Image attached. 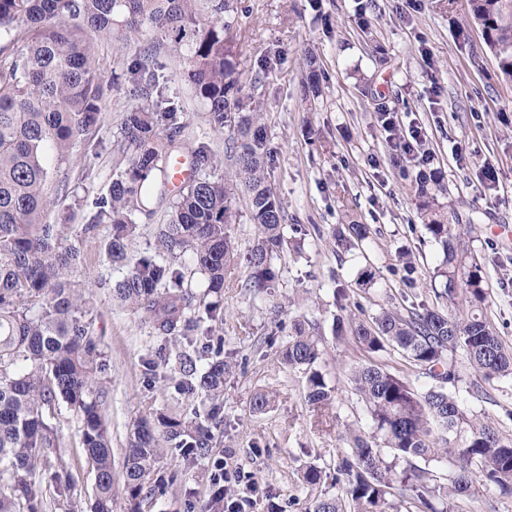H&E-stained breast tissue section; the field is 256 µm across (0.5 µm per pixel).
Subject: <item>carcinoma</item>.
<instances>
[{
    "label": "carcinoma",
    "instance_id": "carcinoma-1",
    "mask_svg": "<svg viewBox=\"0 0 512 512\" xmlns=\"http://www.w3.org/2000/svg\"><path fill=\"white\" fill-rule=\"evenodd\" d=\"M456 36L467 39L470 19L482 30L484 49L497 61L498 78L512 85V0H447ZM233 0H0V512H39L32 478L48 475L58 495L75 478L59 461L56 427L49 422L64 402L82 421V443L94 474L93 512H112L114 470L110 434L101 411L104 383L97 378V344L85 321L87 289L77 273L83 256L80 238L100 223L112 227L109 261L126 268L113 299L149 317L162 341H197L211 353L201 373L175 382L193 404L189 413L160 414L140 422L130 435L121 479L132 512H143L155 494L174 484L175 475L151 479L168 455L186 465L209 455L213 430L224 423V386L233 357L224 339L201 323L219 318L220 303L207 297L224 291L227 271L239 261L252 270L245 287L264 293L275 287L272 260L288 244L284 200L273 191L262 112L242 96L236 52L227 37ZM123 48L140 36L150 45L128 70V93L145 101L124 113L113 133L124 165L116 168L106 196L92 201L91 223L68 244L65 224L50 214L69 194L61 180L57 195L46 191L52 172L47 154L60 161L97 131L105 106V78L90 34ZM170 45L182 54L183 77L207 108L211 130L234 133L229 150L233 178L245 189L257 239L240 254L230 235L237 210L226 179L213 172L223 158L207 140L190 146L191 176L170 188L169 166L181 156L188 114L168 95L169 75L160 61ZM436 177L419 175L417 210L440 246L437 299L461 302L467 311L449 314L425 304L406 311L384 309L371 320L338 319V334L350 336L364 359L348 381L372 423L369 436L350 433L336 475L317 465L304 483L319 494L304 512H387L397 499L404 512H452V502L469 496L484 481L512 495V437L494 423L474 417L452 388L459 381L454 354L462 350L477 381L512 376V346L485 316L483 265L461 238L458 226L442 215ZM165 207L154 251L132 255L135 215L148 217ZM367 224L334 233L350 250L369 237ZM190 257L191 266L180 262ZM200 276L203 293L189 281ZM309 321L296 320L280 350L282 364L307 370V401L321 411L332 405L336 387L316 369L322 355ZM398 351L417 372L433 380L421 391L408 373L378 360ZM403 464L396 472L385 457ZM452 461L454 472L441 482L430 463ZM336 492L321 491L326 484Z\"/></svg>",
    "mask_w": 512,
    "mask_h": 512
}]
</instances>
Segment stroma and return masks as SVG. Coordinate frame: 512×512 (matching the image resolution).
<instances>
[{"label": "stroma", "instance_id": "obj_1", "mask_svg": "<svg viewBox=\"0 0 512 512\" xmlns=\"http://www.w3.org/2000/svg\"><path fill=\"white\" fill-rule=\"evenodd\" d=\"M370 29H362L358 0H240L233 40L243 94L265 110L271 151L270 181L288 206V221L306 235L290 234L277 260L275 290L255 295L245 288L248 267L235 265L224 283L223 318L209 322L223 337L235 368L224 390V423L215 433L210 456L191 466L166 458L161 474L177 472L165 495L153 499L151 512H214L212 475L224 462L225 503L240 502L244 512H303L311 491L300 476L306 467L334 464L346 448V425L370 430L363 403L346 383L358 354L351 343L337 341L333 328L340 313L371 317L384 308L436 305L433 272L442 255L420 218L411 179L421 170L419 158L395 151L380 121L381 111L397 113L402 126L421 127L433 157L432 169L444 180L448 210L472 217L465 238L484 266L487 298L483 310L499 335L512 345V86L497 78V62L482 53L481 29L470 25L468 42L456 39L444 0H377ZM100 67L107 82L105 110L93 140L76 146L58 164L78 196L107 195L117 153L112 133L134 101L126 93V73L134 50L113 51L98 42ZM317 59L320 94L312 96L303 79L307 56ZM170 89L195 135L223 151L230 132L210 129L204 104L182 77L183 63L174 50L163 55ZM370 225L372 234L359 248L345 252L332 238L334 227L349 220ZM111 227L99 225L84 239L80 270L89 287V312L97 337L102 405L112 439L114 471H121L129 435L142 418L177 412L180 397L172 385L153 374L178 376L177 354L189 351L197 368L207 362L200 347L184 340H159L145 315L112 299L124 268L105 253ZM411 253L413 266L399 263ZM371 284H362V270ZM345 289L338 298L337 289ZM316 321L324 353L317 366L338 391L326 425H319L305 401V369L279 362V348L294 320ZM156 360L148 371L147 360ZM457 391L479 418L512 435V379L488 385V398L469 395L475 373L457 356ZM270 392L274 403L255 413L256 392ZM59 454L75 477L66 496L50 484L40 493L45 512H80L92 504L94 474L87 466L81 420L67 405L52 417Z\"/></svg>", "mask_w": 512, "mask_h": 512}]
</instances>
